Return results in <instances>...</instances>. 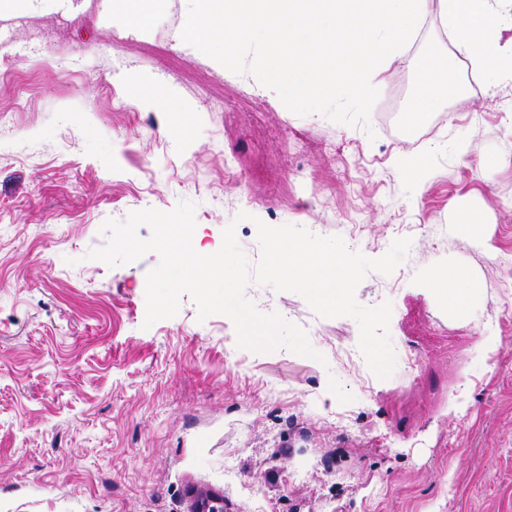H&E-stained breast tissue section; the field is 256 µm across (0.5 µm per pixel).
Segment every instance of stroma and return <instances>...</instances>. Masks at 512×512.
Returning <instances> with one entry per match:
<instances>
[{"instance_id":"35a3bbf8","label":"stroma","mask_w":512,"mask_h":512,"mask_svg":"<svg viewBox=\"0 0 512 512\" xmlns=\"http://www.w3.org/2000/svg\"><path fill=\"white\" fill-rule=\"evenodd\" d=\"M426 20L364 127L297 115L179 31L122 24L108 0L72 20L0 17V512H189L194 490L227 512H512V79L463 70L436 0ZM425 55L460 92L415 143L376 115L412 99ZM142 83L163 98L144 103ZM180 117L184 141L169 131ZM401 154L426 156L420 185ZM247 195L264 205L236 222ZM181 200L207 242L234 226L253 261L258 219L318 225L370 258L411 237L391 275L356 290L392 305V375L337 358L359 345L355 319L268 285L246 298L321 360L239 347L231 319L199 320L187 294L144 328L158 254L111 268L88 253L107 220ZM444 269L476 281L465 311L430 287Z\"/></svg>"}]
</instances>
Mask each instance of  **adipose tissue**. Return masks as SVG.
I'll return each instance as SVG.
<instances>
[{
	"label": "adipose tissue",
	"mask_w": 512,
	"mask_h": 512,
	"mask_svg": "<svg viewBox=\"0 0 512 512\" xmlns=\"http://www.w3.org/2000/svg\"><path fill=\"white\" fill-rule=\"evenodd\" d=\"M443 25L449 29L456 51L474 62L479 70L512 77V45L500 42L503 30L512 29V17L493 5V0H438ZM422 80L408 110L424 122L434 103L457 95L452 77L442 75L438 61L420 62Z\"/></svg>",
	"instance_id": "adipose-tissue-1"
}]
</instances>
